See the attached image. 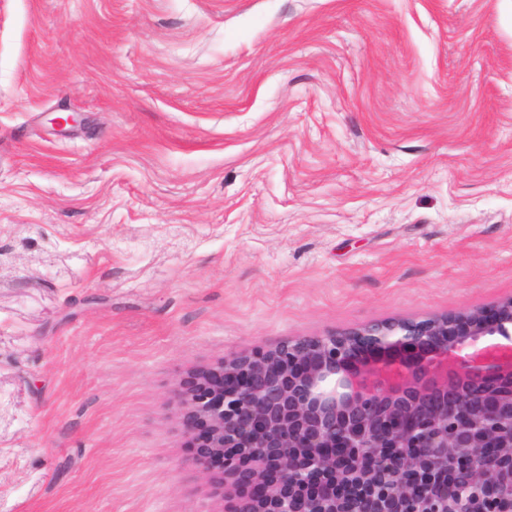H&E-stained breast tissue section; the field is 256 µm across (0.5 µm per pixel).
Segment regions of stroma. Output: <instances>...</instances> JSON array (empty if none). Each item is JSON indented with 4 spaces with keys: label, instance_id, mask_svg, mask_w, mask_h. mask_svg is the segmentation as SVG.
I'll list each match as a JSON object with an SVG mask.
<instances>
[{
    "label": "stroma",
    "instance_id": "obj_1",
    "mask_svg": "<svg viewBox=\"0 0 512 512\" xmlns=\"http://www.w3.org/2000/svg\"><path fill=\"white\" fill-rule=\"evenodd\" d=\"M510 297L512 0H0V512H221L190 370Z\"/></svg>",
    "mask_w": 512,
    "mask_h": 512
}]
</instances>
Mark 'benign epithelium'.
Wrapping results in <instances>:
<instances>
[{
  "mask_svg": "<svg viewBox=\"0 0 512 512\" xmlns=\"http://www.w3.org/2000/svg\"><path fill=\"white\" fill-rule=\"evenodd\" d=\"M178 398L224 512H512V298L231 353Z\"/></svg>",
  "mask_w": 512,
  "mask_h": 512,
  "instance_id": "obj_1",
  "label": "benign epithelium"
}]
</instances>
